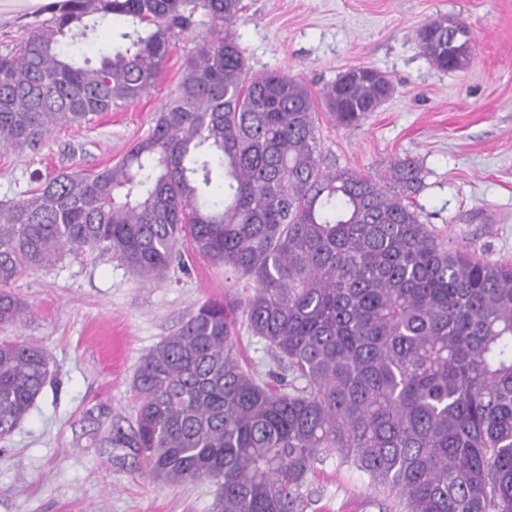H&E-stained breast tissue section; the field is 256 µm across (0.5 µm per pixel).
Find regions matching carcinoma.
<instances>
[{
  "instance_id": "1",
  "label": "carcinoma",
  "mask_w": 512,
  "mask_h": 512,
  "mask_svg": "<svg viewBox=\"0 0 512 512\" xmlns=\"http://www.w3.org/2000/svg\"><path fill=\"white\" fill-rule=\"evenodd\" d=\"M243 9L62 0L0 55V149L35 151L58 126L140 99L172 40L205 27L120 161L39 177L0 203V324L29 314L11 285L65 252L112 253L151 283L187 243L245 291L201 304L140 360L134 425L109 442L140 455L152 481L211 480L216 512H306L314 465L334 451L400 512H512V265L449 247L422 222L415 160L377 178L323 156L319 111L359 126L393 95L386 74L350 68L315 96L296 75L252 73L233 33ZM114 19L123 28L97 57L63 46ZM418 37L437 69L469 64L459 19H430ZM241 318L280 379L241 361ZM49 365L39 344L0 342V439Z\"/></svg>"
}]
</instances>
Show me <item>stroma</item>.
Returning a JSON list of instances; mask_svg holds the SVG:
<instances>
[{
	"label": "stroma",
	"mask_w": 512,
	"mask_h": 512,
	"mask_svg": "<svg viewBox=\"0 0 512 512\" xmlns=\"http://www.w3.org/2000/svg\"><path fill=\"white\" fill-rule=\"evenodd\" d=\"M236 26L255 73L301 75L320 92L339 73L371 66L392 97L357 128L322 119L320 148L338 166L384 175L391 162L418 161L413 202L450 247L512 263V0H244ZM440 15L473 36L467 68L441 71L423 55L418 30ZM202 30L177 36L154 88L123 109L60 126L35 151L0 150V201L33 188L34 176L116 163L145 136L183 74ZM223 266L193 258L165 280L139 281L116 257L85 249L21 276L12 286L30 306L0 340L42 345L51 377L23 423L0 440V512H214L211 481L157 485L133 450L106 437L133 423L140 359L179 329L187 314L230 292ZM246 363L279 372L264 342L238 324ZM308 512H392L387 498L335 453L315 466Z\"/></svg>",
	"instance_id": "1"
}]
</instances>
